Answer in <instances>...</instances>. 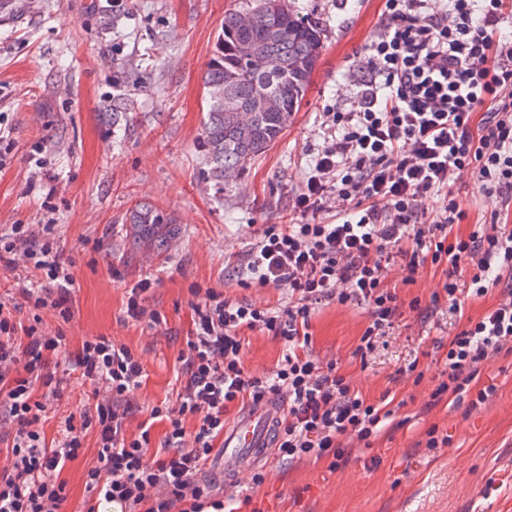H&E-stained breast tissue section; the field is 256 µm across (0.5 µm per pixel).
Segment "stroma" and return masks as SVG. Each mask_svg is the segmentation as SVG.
Masks as SVG:
<instances>
[{
	"instance_id": "1",
	"label": "stroma",
	"mask_w": 512,
	"mask_h": 512,
	"mask_svg": "<svg viewBox=\"0 0 512 512\" xmlns=\"http://www.w3.org/2000/svg\"><path fill=\"white\" fill-rule=\"evenodd\" d=\"M253 0H39L0 22V132L9 146L0 161V225L53 224L80 283L71 341L104 334L140 354L148 378L137 393L147 407L171 396L177 350L190 327L191 288L277 305L281 291L242 289L234 268L264 225L288 221L309 161L327 137V113L359 106L367 48L380 32L381 0H293L319 22L325 49L295 120L282 139L216 194L203 179L197 143L205 116L203 77L226 12ZM117 10L113 24L105 11ZM129 102L120 125L108 113ZM174 214L181 228L167 248H133L123 219L137 204ZM103 242L101 252L85 240ZM151 304L168 332L124 322L127 286L147 274ZM371 356L352 350L366 322L359 307L329 304L313 318L314 348L336 361L368 399L394 395L408 426L373 448L327 462L287 465L271 458L257 494L262 512H512V357L485 366L496 392L486 407H429L431 377L399 375L453 318L420 323L416 313ZM437 424L448 446L419 448Z\"/></svg>"
}]
</instances>
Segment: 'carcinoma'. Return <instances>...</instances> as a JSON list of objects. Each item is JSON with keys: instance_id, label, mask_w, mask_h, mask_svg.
<instances>
[{"instance_id": "obj_1", "label": "carcinoma", "mask_w": 512, "mask_h": 512, "mask_svg": "<svg viewBox=\"0 0 512 512\" xmlns=\"http://www.w3.org/2000/svg\"><path fill=\"white\" fill-rule=\"evenodd\" d=\"M271 0H257L252 26L241 24L240 12L224 15L204 78L206 117L198 143L201 172L216 192L241 175L247 164L272 147L292 124L324 49L323 30L293 7L270 15ZM249 42L269 61L273 78L267 82L246 72L239 52ZM278 100L274 110L260 106L266 93ZM247 111H225V102ZM133 243L148 241L159 249L178 234L177 219L150 204L136 205L126 216Z\"/></svg>"}]
</instances>
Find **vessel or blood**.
<instances>
[{
    "label": "vessel or blood",
    "mask_w": 512,
    "mask_h": 512,
    "mask_svg": "<svg viewBox=\"0 0 512 512\" xmlns=\"http://www.w3.org/2000/svg\"><path fill=\"white\" fill-rule=\"evenodd\" d=\"M282 407L260 403L248 408L236 424L224 430V477L232 479L241 470L267 457L276 421Z\"/></svg>",
    "instance_id": "b4317fda"
}]
</instances>
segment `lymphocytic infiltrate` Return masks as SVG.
I'll list each match as a JSON object with an SVG mask.
<instances>
[{
	"label": "lymphocytic infiltrate",
	"mask_w": 512,
	"mask_h": 512,
	"mask_svg": "<svg viewBox=\"0 0 512 512\" xmlns=\"http://www.w3.org/2000/svg\"><path fill=\"white\" fill-rule=\"evenodd\" d=\"M430 2L384 0L361 103L329 113L333 134L294 201L299 222L266 225L244 258L240 287L276 288L285 300L261 306L194 288L177 354L180 388L151 408L137 433L128 422L145 366L108 336L71 347L65 327L80 285L53 225L0 231V274L11 281L0 297V512H68L63 474L84 455L91 430L97 461L84 472L83 512H97L101 501L117 512H241L251 497L227 508L224 483L207 466L223 452L228 412L266 398L285 406L275 448L288 463L336 462L371 448L397 408L367 399L335 360L315 353L312 320L322 304L365 309L353 350L363 364L405 311L425 319L448 311L458 325L436 344L443 367L430 403L470 412L487 404L494 389L481 382L484 364L512 356V0H439L436 10ZM466 169L477 194L497 206L465 234L459 226L472 202L456 182ZM323 212L334 222H317ZM396 267L408 285L420 270L439 274L429 303L401 301L389 286ZM154 283L148 275L126 289L125 321L166 325L149 301ZM492 290L496 301L466 316L468 300ZM45 310L55 327L43 326ZM250 331L281 342L272 371L246 368ZM73 375L93 387L92 404L77 413L63 406ZM57 412V436L46 439L43 425ZM158 423L165 432L156 449Z\"/></svg>",
	"instance_id": "f902f5d3"
}]
</instances>
